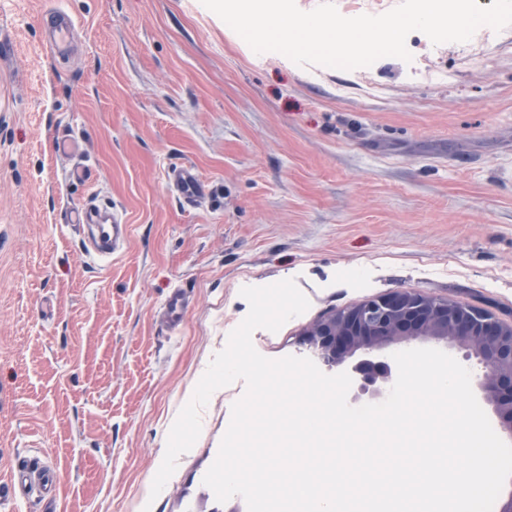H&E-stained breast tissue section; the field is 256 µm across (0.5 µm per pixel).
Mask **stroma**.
Wrapping results in <instances>:
<instances>
[{
	"instance_id": "35a3bbf8",
	"label": "stroma",
	"mask_w": 512,
	"mask_h": 512,
	"mask_svg": "<svg viewBox=\"0 0 512 512\" xmlns=\"http://www.w3.org/2000/svg\"><path fill=\"white\" fill-rule=\"evenodd\" d=\"M57 9L75 23L63 57L44 28ZM406 46L408 62L301 67L201 0H0V486L36 455L63 512H143L245 286L292 279L310 302L253 332L270 359L313 357L317 320L398 288L512 323V25ZM65 134L86 179L56 151ZM177 165L206 185L194 206ZM90 199L124 213V253L89 254L66 224ZM244 392L211 395L150 512H247L200 483ZM169 178L185 202H190L206 192L205 184L191 167H175L170 171ZM187 307V299L184 292L176 289L168 296L164 309L161 314V320L169 328L178 326L183 317Z\"/></svg>"
}]
</instances>
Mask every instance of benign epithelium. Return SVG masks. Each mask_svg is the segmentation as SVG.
Returning <instances> with one entry per match:
<instances>
[{"label": "benign epithelium", "instance_id": "1", "mask_svg": "<svg viewBox=\"0 0 512 512\" xmlns=\"http://www.w3.org/2000/svg\"><path fill=\"white\" fill-rule=\"evenodd\" d=\"M323 363L337 367L358 352L372 355L422 339L451 342L482 371L473 379L512 437V324L460 303L401 288L319 320L307 332ZM361 393L392 383L389 365L371 358L353 367Z\"/></svg>", "mask_w": 512, "mask_h": 512}]
</instances>
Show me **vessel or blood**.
Masks as SVG:
<instances>
[{
	"mask_svg": "<svg viewBox=\"0 0 512 512\" xmlns=\"http://www.w3.org/2000/svg\"><path fill=\"white\" fill-rule=\"evenodd\" d=\"M73 30V20L65 11L59 9L48 16L45 31L48 43L55 53L64 54L69 51ZM169 178L184 201H192L206 191L204 183L191 167L173 168ZM66 221L73 224L75 229L89 231L92 250L96 255L115 256L128 247L130 227L122 215L110 209L89 203L69 210ZM186 307L184 292L174 290L166 300L161 314L162 322L171 328L178 326ZM57 485L58 474L55 468L33 458L17 466L12 482L6 493L0 495V500L17 506L28 503L34 497L50 502L55 498Z\"/></svg>",
	"mask_w": 512,
	"mask_h": 512,
	"instance_id": "vessel-or-blood-1",
	"label": "vessel or blood"
}]
</instances>
